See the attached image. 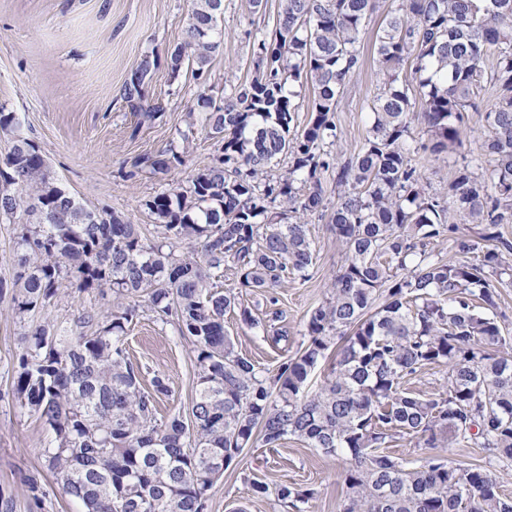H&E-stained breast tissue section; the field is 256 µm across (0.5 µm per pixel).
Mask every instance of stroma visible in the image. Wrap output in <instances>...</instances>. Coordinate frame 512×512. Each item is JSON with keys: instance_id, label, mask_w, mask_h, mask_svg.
<instances>
[{"instance_id": "1", "label": "stroma", "mask_w": 512, "mask_h": 512, "mask_svg": "<svg viewBox=\"0 0 512 512\" xmlns=\"http://www.w3.org/2000/svg\"><path fill=\"white\" fill-rule=\"evenodd\" d=\"M278 0H267L265 13L253 12L249 0H224L220 48L207 66L206 83L198 85L190 69L171 74L170 51L182 41L192 0H0V112L15 115L17 128L0 130V158L11 149L15 134L39 147L58 183L90 209L125 214L152 238L155 220L145 206L151 197L186 184L198 169L212 163L218 145L205 131L191 133L184 166L167 176H130L134 156L153 153L186 132L185 114L205 88L222 102L230 84L254 74L255 33L273 21ZM158 66L146 86L147 96L161 107L160 117L139 124L122 98L123 86L142 59ZM377 63L365 52L364 65L340 99L335 121L341 130L332 153L349 156L361 148L371 125L367 98L376 84ZM469 131L447 158L417 155L430 192L443 195L456 166L476 152L485 131L479 113H470ZM313 242V264L307 279L277 289V306L262 296L241 291L239 301L251 310L257 327L228 314L224 328L241 356L276 374L302 347L305 324L313 308L330 294L332 278L344 260L336 237L318 215L307 217ZM111 298L81 292L62 281L49 317L70 326L86 310L111 307ZM281 310L273 320L272 310ZM27 322L17 318L10 296L0 297V512H83L47 469L44 450L52 435L37 415L20 407L13 395L14 371L22 352ZM283 341H273L274 331ZM127 349L145 378L162 376L170 388L158 405L159 418L187 412L195 398L198 369L190 347L173 325L141 312L127 333ZM346 458L290 439L280 447L244 449L208 492L206 512H293L276 497L281 484L313 489L307 512H338ZM268 485L255 496L249 484Z\"/></svg>"}]
</instances>
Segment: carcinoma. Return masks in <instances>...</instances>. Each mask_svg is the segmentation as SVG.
<instances>
[{
	"instance_id": "1",
	"label": "carcinoma",
	"mask_w": 512,
	"mask_h": 512,
	"mask_svg": "<svg viewBox=\"0 0 512 512\" xmlns=\"http://www.w3.org/2000/svg\"><path fill=\"white\" fill-rule=\"evenodd\" d=\"M379 0H279L271 29L253 43L254 76L215 105L205 93L186 113L182 145L137 155L129 175H168L184 165L199 127L219 144L188 186L145 202L157 241L111 210L86 208L58 185L38 147L18 135L0 160V213L22 211L16 228L15 314L29 324L13 395L52 433L48 469L85 512H206L207 492L242 449L290 438L328 456H349L339 512H512V497L482 466L441 455L410 461L383 451L396 434L425 448H481L512 466V355L499 322L498 285L512 279V0H392L374 40L378 64L372 122L357 154L329 146L341 137L334 112L363 65V35ZM224 0H193L183 41L167 59L203 80L220 45ZM411 65V77L402 76ZM157 62L144 59L123 89L140 123L158 118L146 97ZM314 90L305 127L295 87ZM495 101L480 108L476 96ZM482 112V154L463 160L448 192H427L412 163L461 145L466 112ZM425 125L428 141L412 136ZM288 158V172L269 169ZM335 172L326 189L323 175ZM321 212L346 258L330 297L306 322L307 342L269 376L240 356L224 316L258 325L233 289H215L224 268L237 287L277 304L274 291L306 279L313 247L304 216ZM480 226L471 262H450L428 245L452 240L458 224ZM194 248L177 255L174 246ZM112 291L116 304L62 329L45 317L61 280ZM146 307L191 344L198 389L190 412L157 417L169 392L126 347ZM331 360L324 384L309 379ZM446 368L443 390L414 395L404 384L430 366ZM278 500L297 512L309 488L281 484Z\"/></svg>"
}]
</instances>
